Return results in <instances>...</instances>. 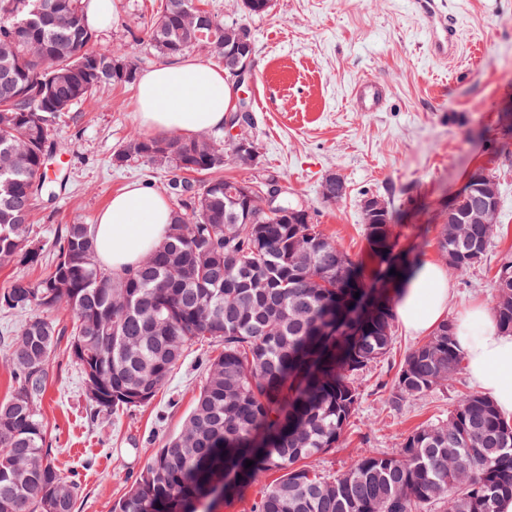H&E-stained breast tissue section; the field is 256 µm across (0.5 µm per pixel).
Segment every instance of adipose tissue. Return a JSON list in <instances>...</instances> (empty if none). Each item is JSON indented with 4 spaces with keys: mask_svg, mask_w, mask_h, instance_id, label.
<instances>
[{
    "mask_svg": "<svg viewBox=\"0 0 512 512\" xmlns=\"http://www.w3.org/2000/svg\"><path fill=\"white\" fill-rule=\"evenodd\" d=\"M232 88L224 70L182 57L144 72L138 82L136 112L145 128L195 136L224 126ZM172 218L167 199L137 183L114 194L94 226L100 262L116 274L134 269L163 240ZM451 288L444 268L420 260L401 285L394 317L408 332L430 334L452 318L457 347L475 388L491 399L504 421H512V332L501 330L481 302L450 312Z\"/></svg>",
    "mask_w": 512,
    "mask_h": 512,
    "instance_id": "adipose-tissue-1",
    "label": "adipose tissue"
}]
</instances>
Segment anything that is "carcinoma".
<instances>
[{"instance_id":"obj_1","label":"carcinoma","mask_w":512,"mask_h":512,"mask_svg":"<svg viewBox=\"0 0 512 512\" xmlns=\"http://www.w3.org/2000/svg\"><path fill=\"white\" fill-rule=\"evenodd\" d=\"M234 23L195 0H160L147 37L166 59L202 48L222 60ZM94 42L84 0H0V73L9 76L0 83V265L41 261L32 210L46 189L53 123L100 89L136 81L125 51ZM230 151L209 133L129 135L116 162L143 159L183 174L168 182L178 206L164 240L118 275L99 262L94 225L67 224L44 275L0 293L5 311L72 315L69 330L30 317L10 349L0 512H75L79 486L52 462L36 410L64 335L97 415L150 405L192 342L223 345L205 364L181 432L156 450L114 512H194L215 484L224 482V497L243 498L270 472L280 476L251 512H497L512 498V426L476 393L462 396L447 420L414 428L395 452L370 451L334 477L304 464L342 441L361 401L354 378L388 353L398 274L419 254L394 255L388 205L364 224L370 267L314 223H281L257 197L249 203L257 223H246L230 194L244 182L213 176ZM496 231L439 225V250L453 256L448 268H475L474 254L487 255ZM493 288L497 324L512 332L511 258L500 260ZM461 362L447 320L405 358L392 405L451 380Z\"/></svg>"}]
</instances>
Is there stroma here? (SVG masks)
<instances>
[{
    "instance_id": "35a3bbf8",
    "label": "stroma",
    "mask_w": 512,
    "mask_h": 512,
    "mask_svg": "<svg viewBox=\"0 0 512 512\" xmlns=\"http://www.w3.org/2000/svg\"><path fill=\"white\" fill-rule=\"evenodd\" d=\"M202 2L218 17L245 24L255 44L252 76L240 92L252 103L247 134L260 163L227 158L224 177L279 176L286 196L307 205L323 233L355 258L366 252L360 200L377 196L401 219L393 227L395 252L413 249L438 263L441 212L471 172L492 170L501 191L497 234L474 270L449 274L448 281L451 307L472 299L493 305L498 265L512 255V155L500 153L498 132L512 123V0H450L461 17V43L445 64L428 55L427 34L408 0H271L256 15L235 0ZM157 7L158 0H116L112 26L98 31L97 46L123 49L143 71L161 64L144 36ZM366 77L387 90L382 111L354 108L352 89ZM135 95V86H109L57 119L49 174L67 184L32 214L44 257L53 256L61 227L94 223L124 186L166 192L171 170L115 161L129 134L141 129ZM332 173L348 187L335 203L323 199L321 188ZM393 331L390 353L355 381L361 402L345 443L312 461L326 476L366 451H395L418 425L446 419L472 389L461 370L419 400L393 407L394 379L418 342L401 326ZM219 351L215 344L190 346L149 406L96 419L80 371L58 346L37 410L57 467L80 486L76 512H112L141 466L179 432L204 383L205 363Z\"/></svg>"
}]
</instances>
